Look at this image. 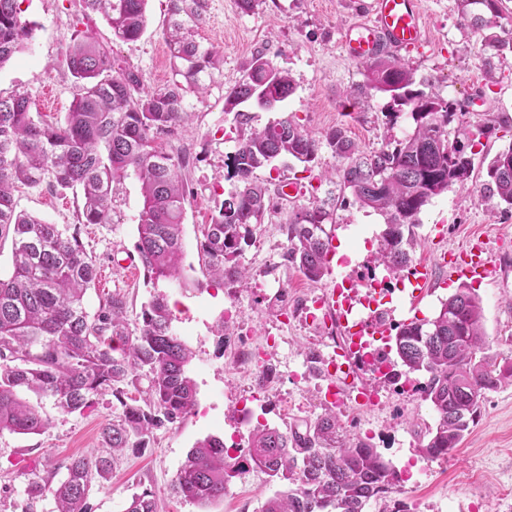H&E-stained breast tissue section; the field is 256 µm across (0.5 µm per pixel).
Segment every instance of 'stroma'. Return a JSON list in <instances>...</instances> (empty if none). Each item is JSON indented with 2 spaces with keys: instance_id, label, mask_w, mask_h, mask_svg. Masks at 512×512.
I'll return each mask as SVG.
<instances>
[{
  "instance_id": "stroma-1",
  "label": "stroma",
  "mask_w": 512,
  "mask_h": 512,
  "mask_svg": "<svg viewBox=\"0 0 512 512\" xmlns=\"http://www.w3.org/2000/svg\"><path fill=\"white\" fill-rule=\"evenodd\" d=\"M366 2L260 0L253 11L245 12L238 0H208L200 38L222 51L223 64L210 94L200 100L189 98L193 116L188 131L166 145L167 150L184 149L189 154L187 178L194 196L186 205L183 238L184 266L193 287L154 281L140 272L135 244L143 199L136 178L118 186L111 223L79 224L81 240L100 266V288L125 293L130 313H139L155 292L169 295L173 329L194 352L189 371L197 388V404L183 421L155 430L144 451L119 460L110 481L93 495L95 512H122L125 501L145 488L156 492L161 512H259L278 485L257 469L232 478L225 497L206 505L177 498L169 486L198 440L209 435L247 439L252 426L241 417V400L258 387L260 368H268L273 376L264 404L253 407L255 419L285 431L323 413L319 367L332 352L331 337L340 330H318L306 320L304 308L376 254L386 228L383 216L351 199L337 204L335 249L321 282L308 281L287 260L286 225L303 200L278 195L277 189L291 182L311 184L315 196L324 197L329 185L322 182V175L342 165L324 147L311 170L288 158L258 170L271 203L239 258L252 273L248 287L209 282L197 236L199 225L209 223L231 187L225 161L235 148L237 131L232 114L224 110V96L257 54L289 68L295 90L279 109L252 108L253 128H263L288 112L319 135L344 128L366 152L413 130L408 113L390 119L392 106L386 95L371 94L361 108L347 99L352 87L364 83L367 65L343 56L340 36L360 18ZM21 7L35 26L29 48L0 67V92L28 93L33 112L58 119L68 112L75 83L61 59L78 31L111 49L120 66L139 69L148 89L163 87L171 77L163 36L168 0H148L146 28L137 40L127 42L114 40L111 28L101 16L87 13L83 0H23ZM422 11L427 40L401 52V59L443 98L460 103L462 124L497 118L502 125L497 136L475 146L473 178L466 185L449 187L424 207L413 229L410 258L412 264L433 269L441 251L458 249L477 236L487 240L499 275L496 281L474 284L473 289L482 302L491 351L505 362L512 359V210L484 200L480 189L490 159L512 144V52L496 57V83L487 85L486 53L461 26L456 0H422ZM18 206L52 224H78L77 202L69 193L27 190L20 193ZM458 286L454 280L416 295L394 297L385 324L434 316ZM231 304L249 328V340L235 334L224 340L215 335L216 321ZM248 344L266 346L262 367L243 365ZM362 381L376 385L380 405L368 409L352 403L337 408L336 414L352 434L377 448L400 479L397 491L370 501L366 512H512V383L487 392L479 418L459 447L430 460L420 450L423 434L435 422L430 402L419 394L399 393L392 382H376L368 375ZM112 401L108 394L94 410L63 414L46 400L41 407L50 425L44 432H0V512H22L32 470L53 469L100 447L101 424L112 416Z\"/></svg>"
}]
</instances>
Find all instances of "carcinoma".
I'll use <instances>...</instances> for the list:
<instances>
[{"mask_svg":"<svg viewBox=\"0 0 512 512\" xmlns=\"http://www.w3.org/2000/svg\"><path fill=\"white\" fill-rule=\"evenodd\" d=\"M122 41L139 37L146 22V0H84ZM164 30L172 78L149 90L137 68L115 67L110 51L76 34L61 63L75 80L76 93L63 118L34 119L27 94H0V240L11 238L13 271L0 277V431L38 434L49 419L41 403L49 400L63 413H83L110 393L117 415L102 425L105 449L65 461L57 485L52 476L33 475L25 512L52 496L55 512H94L91 498L110 481L112 469L131 451L140 452L153 431L182 420L196 404V384L187 366L193 352L172 326L169 296L151 295L136 318L128 319L125 295L103 294L90 312L85 303L96 288L99 268L80 240V225L112 223L116 186L134 174L141 182L143 207L135 248L151 280L187 284L182 265L183 221L191 197L184 169L186 156L167 151L164 140L184 131L192 120L187 98L208 93L222 55L196 39L205 22L207 0H168ZM460 23L485 48H512L498 34L507 8L504 0H457ZM30 22L18 0H0V65L28 48ZM399 57L385 52L370 60L358 94L374 90L390 97L397 111L408 108L413 131L389 139L374 152L358 149L341 127L312 135L287 115L261 130L249 128L251 115L238 106L255 102L274 109L294 91L290 70L255 55L242 80L225 94V111L234 113L237 146L227 156L226 179L232 188L211 222L199 226V257L209 276L222 283L249 284L252 274L237 262L261 223L268 189L254 172L281 157L309 170L321 145L344 164L335 189L293 211L288 219V258L312 282L328 272L336 193L385 218L377 261L395 276L408 270L411 239L405 230L449 187L465 184L473 171L471 151L496 133L493 121L478 123L466 141L449 139L448 126L463 112L445 100ZM483 192L512 208V144L486 169ZM81 199L75 225L49 224L17 210L15 192L42 185ZM396 354L407 373L425 372L422 393L436 415L423 452L438 459L458 447L480 415L486 392L512 382V363L499 364L486 353L483 309L465 285L441 302L431 319L393 326ZM146 386H141L142 382ZM142 387L140 397L124 386ZM37 397L32 403L23 394ZM286 486L266 499L259 512H364L373 499L391 492L397 473L371 444L347 434L336 411L326 406L313 422L283 432L256 426L247 455L224 453V440L198 441L170 484L172 494L205 504L224 497L231 478L248 465ZM123 512H158L148 488L129 498Z\"/></svg>","mask_w":512,"mask_h":512,"instance_id":"carcinoma-1","label":"carcinoma"}]
</instances>
